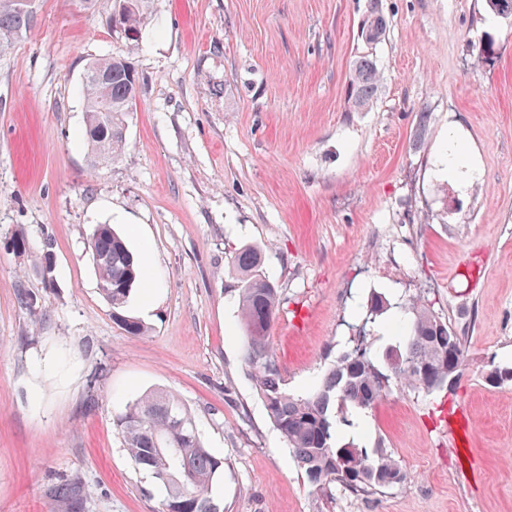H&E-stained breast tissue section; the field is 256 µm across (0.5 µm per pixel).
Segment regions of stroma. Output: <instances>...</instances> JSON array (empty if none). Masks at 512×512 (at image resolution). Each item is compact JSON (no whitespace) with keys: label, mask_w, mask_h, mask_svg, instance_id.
Masks as SVG:
<instances>
[{"label":"stroma","mask_w":512,"mask_h":512,"mask_svg":"<svg viewBox=\"0 0 512 512\" xmlns=\"http://www.w3.org/2000/svg\"><path fill=\"white\" fill-rule=\"evenodd\" d=\"M113 7L33 0L35 25L0 52V512H162L164 487L113 426L154 390L223 458L224 512H512V384L485 381L512 367V16L486 0H151L131 52ZM374 11L386 34L370 44ZM364 54L380 81L357 110ZM112 55L141 92L124 153L96 162L82 73ZM457 135L478 170L464 194L448 176ZM99 224L153 285L127 303L143 336L98 289ZM247 246L281 295L271 343L290 393L313 392L355 337L376 356L402 342L366 322L375 292L465 336L455 388L395 384L366 414V447L408 483L321 490L298 468L243 363L228 260ZM66 481L79 508L54 494ZM379 73L373 58L360 57L354 64L350 84V100L356 109L368 108L374 101L378 89Z\"/></svg>","instance_id":"1"}]
</instances>
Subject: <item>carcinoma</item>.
I'll list each match as a JSON object with an SVG mask.
<instances>
[{"mask_svg": "<svg viewBox=\"0 0 512 512\" xmlns=\"http://www.w3.org/2000/svg\"><path fill=\"white\" fill-rule=\"evenodd\" d=\"M126 3L128 7L113 11L112 25L135 49L150 0ZM34 23V12L24 0H0V50L10 48ZM363 29L369 42L378 41L386 31L383 17L371 14ZM378 82L375 61L360 57L350 84L354 108L365 109L373 103ZM82 85L83 137L90 153L96 160L115 159L126 146L122 116L137 99L140 78L126 59L111 56L90 61ZM88 247L98 289L112 306V317L129 335H144L145 326L126 314L131 291L143 280L141 264L109 224L96 225ZM231 263L239 275L235 292L245 330L244 364L271 423L308 482L319 489L338 484L352 492L407 482L408 473L386 449L379 445L370 451L353 443L340 446V430L351 426L349 409H373L390 392L392 382L431 392L448 383L449 368L463 373L464 337L427 305L412 302L404 342L385 353L384 368L375 364L360 336L314 392L294 396L284 387L269 340L280 294L263 272V252L245 247L231 256ZM113 424L132 460L165 487L163 512H224L212 493L224 460L204 446L191 413L179 398L164 391L139 395L115 415Z\"/></svg>", "mask_w": 512, "mask_h": 512, "instance_id": "cac0c4a2", "label": "carcinoma"}]
</instances>
